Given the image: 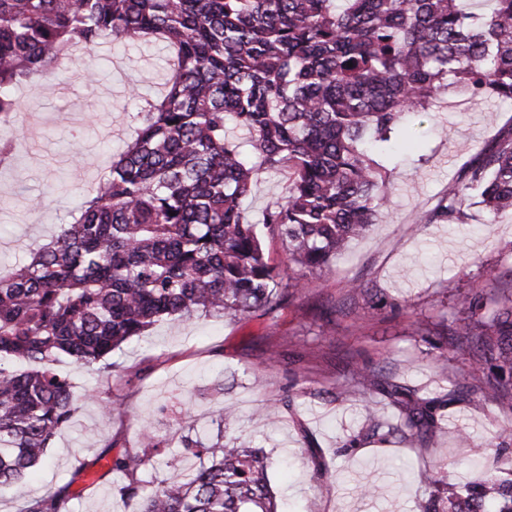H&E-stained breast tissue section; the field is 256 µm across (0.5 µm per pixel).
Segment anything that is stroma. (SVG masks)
<instances>
[{
    "mask_svg": "<svg viewBox=\"0 0 512 512\" xmlns=\"http://www.w3.org/2000/svg\"><path fill=\"white\" fill-rule=\"evenodd\" d=\"M114 57L125 61L123 73L100 56L93 62L94 80L68 66L21 90L34 107L15 125L18 147L0 166V269L29 259L57 225L70 222L74 193L94 186L113 153L133 137L136 104L110 94V86L126 81L141 93H161L162 50L130 45ZM510 122L512 102L449 90L422 116L418 149L407 150L399 136L385 147L393 170L388 209L366 236L307 276L306 288L276 318L161 321L114 351L111 376L65 365L78 389L97 391L116 408L106 418L98 404L82 403L53 439L48 463L0 488V512H19L25 498L63 485L79 465L102 466L138 452L143 425L175 434L173 410L208 437L219 429L217 411L226 404L237 418L222 428L225 435L265 450L282 512H419L427 494L422 472L467 482L484 467L512 466V414L481 395L450 404L425 448L364 436L365 407L334 397L337 382L356 364L444 392L470 371L467 355L430 347L414 324L442 322L466 295L488 292L489 274L512 280V214L492 224L478 206L464 224L432 223L428 216L458 170ZM287 194V171L262 172L245 203L248 221L259 223L266 207ZM355 280L380 298L351 313L347 291ZM271 346L280 352L278 362L266 358ZM290 394L296 400L288 407L283 400ZM461 427L474 447L489 449L488 459L457 444ZM354 435L362 441L347 449ZM314 452L324 464L319 475L311 463ZM123 480L113 473L85 487L73 512H131L112 491ZM367 482L378 485L375 496L361 495Z\"/></svg>",
    "mask_w": 512,
    "mask_h": 512,
    "instance_id": "stroma-1",
    "label": "stroma"
}]
</instances>
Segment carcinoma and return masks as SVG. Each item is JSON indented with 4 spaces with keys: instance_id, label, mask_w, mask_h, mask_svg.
<instances>
[{
    "instance_id": "carcinoma-1",
    "label": "carcinoma",
    "mask_w": 512,
    "mask_h": 512,
    "mask_svg": "<svg viewBox=\"0 0 512 512\" xmlns=\"http://www.w3.org/2000/svg\"><path fill=\"white\" fill-rule=\"evenodd\" d=\"M0 0V164L16 147L3 129L29 110L23 85L48 78L76 54L103 44L159 42L170 51L163 93L144 102L134 139L102 183L80 196L31 260L0 271V487L47 458L78 403L62 364L98 367L123 343L163 320L276 312L306 287L265 258L244 200L258 172L288 170V196L262 224L288 260L317 272L367 234L389 202V175L368 154L410 115L430 112L448 88L512 101V0ZM245 130L249 165L227 125ZM482 205L492 223L512 212V123L448 185L428 221L464 224ZM350 301L378 292L352 283ZM423 339L448 337L468 352L479 377L459 379L448 401L353 367L335 398L381 395L399 410L392 423L369 414L380 443L423 447L437 412L479 393L512 413V285L485 294ZM233 408L219 409L216 440L182 425L181 451L200 465L145 492L134 477L170 447L150 425L139 454L113 458L107 473L133 512H278L268 458L224 440ZM78 467L62 486L25 501L21 512H71ZM421 512H512V471L457 483L422 476Z\"/></svg>"
}]
</instances>
